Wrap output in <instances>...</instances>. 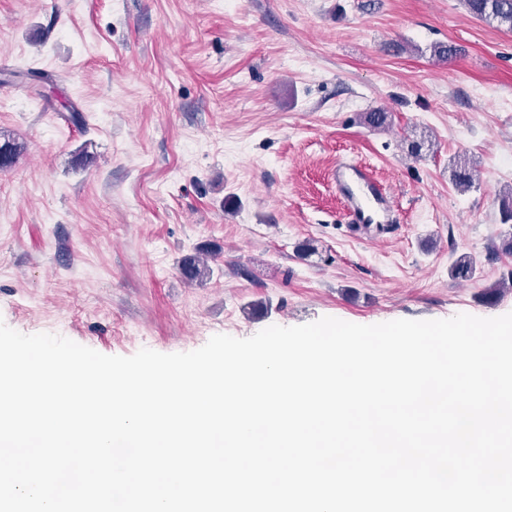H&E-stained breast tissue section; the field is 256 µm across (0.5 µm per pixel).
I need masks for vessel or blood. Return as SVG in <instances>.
<instances>
[{
  "mask_svg": "<svg viewBox=\"0 0 512 512\" xmlns=\"http://www.w3.org/2000/svg\"><path fill=\"white\" fill-rule=\"evenodd\" d=\"M334 180L354 223L391 224L397 221L398 213L388 195L364 164L339 165Z\"/></svg>",
  "mask_w": 512,
  "mask_h": 512,
  "instance_id": "vessel-or-blood-1",
  "label": "vessel or blood"
}]
</instances>
